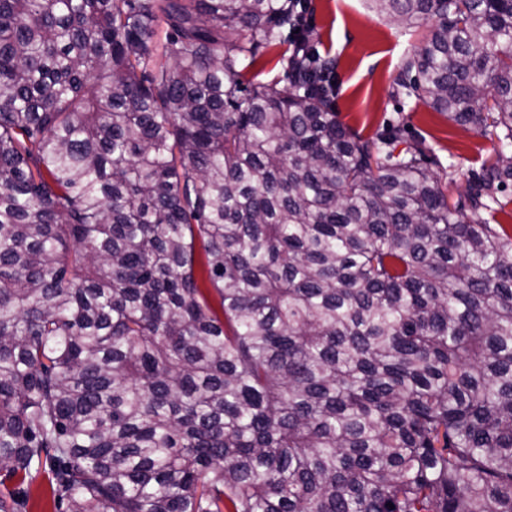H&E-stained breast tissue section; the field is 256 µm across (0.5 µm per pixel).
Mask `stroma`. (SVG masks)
Masks as SVG:
<instances>
[{"label":"stroma","mask_w":512,"mask_h":512,"mask_svg":"<svg viewBox=\"0 0 512 512\" xmlns=\"http://www.w3.org/2000/svg\"><path fill=\"white\" fill-rule=\"evenodd\" d=\"M313 35L337 60L333 104L341 122L370 137L399 127L403 144L423 141L429 171L450 199L470 188L474 174L495 162L496 137L459 125L415 98L395 93L405 59L425 43L427 27L405 28L374 10L369 0H311Z\"/></svg>","instance_id":"35a3bbf8"}]
</instances>
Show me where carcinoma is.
Instances as JSON below:
<instances>
[{"mask_svg": "<svg viewBox=\"0 0 512 512\" xmlns=\"http://www.w3.org/2000/svg\"><path fill=\"white\" fill-rule=\"evenodd\" d=\"M299 2L0 0V512H512V161L448 205ZM373 2L511 147L512 0ZM288 48L289 43L287 40L270 48L256 67L249 71L246 78L251 79L256 76V80L261 82L279 80L282 76V69L278 61L288 51ZM498 198L500 201L507 202L508 204L502 210L495 213L491 224L498 230L500 228L497 224L501 225L509 235H512V181L500 189ZM25 512H57L51 502L47 472H41L30 486V500Z\"/></svg>", "mask_w": 512, "mask_h": 512, "instance_id": "1", "label": "carcinoma"}]
</instances>
